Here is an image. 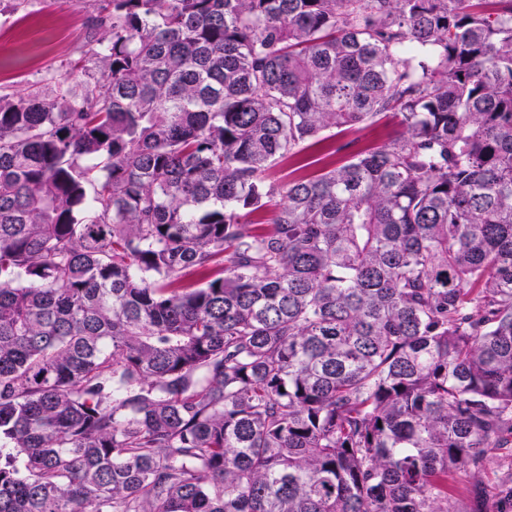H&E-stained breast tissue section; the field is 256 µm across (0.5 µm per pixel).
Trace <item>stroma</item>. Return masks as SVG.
<instances>
[{
    "instance_id": "1",
    "label": "stroma",
    "mask_w": 512,
    "mask_h": 512,
    "mask_svg": "<svg viewBox=\"0 0 512 512\" xmlns=\"http://www.w3.org/2000/svg\"><path fill=\"white\" fill-rule=\"evenodd\" d=\"M92 12V0H25L17 11L0 13V93L20 92L45 76L69 70L81 49L102 36L91 25ZM401 133L392 113L364 128L337 130L327 141L306 142L294 158L275 163L269 178L285 182L302 176L306 161L317 158L341 165ZM449 484L456 512H472L478 499L485 512H499L508 487L501 455L488 458L479 477L456 474Z\"/></svg>"
}]
</instances>
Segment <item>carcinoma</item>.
<instances>
[{
	"label": "carcinoma",
	"mask_w": 512,
	"mask_h": 512,
	"mask_svg": "<svg viewBox=\"0 0 512 512\" xmlns=\"http://www.w3.org/2000/svg\"><path fill=\"white\" fill-rule=\"evenodd\" d=\"M93 12L0 94V512H455L512 448V0ZM402 131L399 118L393 112L364 128L333 130L330 134L336 135L327 141L319 145L308 141L300 146L294 158L275 163L269 170V178L276 182H287L299 176L317 173L322 165H341L357 154L397 138ZM340 146L344 148L334 152ZM317 158L322 159L319 164L301 168L306 162Z\"/></svg>",
	"instance_id": "cac0c4a2"
}]
</instances>
